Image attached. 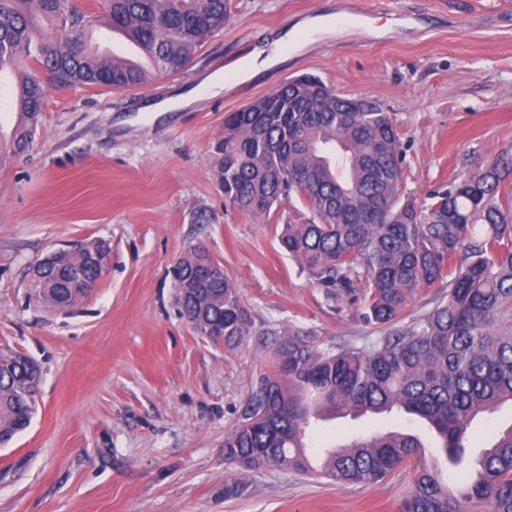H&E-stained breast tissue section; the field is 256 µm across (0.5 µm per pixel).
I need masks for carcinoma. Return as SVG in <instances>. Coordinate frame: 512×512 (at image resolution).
<instances>
[{"mask_svg":"<svg viewBox=\"0 0 512 512\" xmlns=\"http://www.w3.org/2000/svg\"><path fill=\"white\" fill-rule=\"evenodd\" d=\"M229 0H105L102 13L76 0H0V73L18 72L13 107L19 123L11 140L24 153L36 130L44 86L128 90L181 73L197 50L224 29ZM120 31L143 50V62L105 59L94 29ZM341 96L303 75L224 118L212 164L224 201L254 217L298 199L311 214L287 223L279 244L322 284L365 281L362 319L392 325L421 288L446 295L417 324L377 337L369 351L320 347L293 327L279 332L271 370L250 391L234 429L224 436V461L241 470L279 467L338 484H372L416 463L413 490L400 512H512V426L477 457L454 491L439 470L421 460L413 433L387 431L308 452L306 430L327 413L356 418L399 410L425 421L451 465L479 417L512 403V209L500 199L512 175L503 155L476 176L431 194L416 211L402 199V155L390 113L356 97L341 112ZM103 241L79 243L54 255L36 284L50 306H70L100 280ZM208 252L195 247L178 260L181 313L201 336L211 326L227 349L254 329L251 311L229 279L196 273ZM41 371L30 358H0V438L9 443L28 428Z\"/></svg>","mask_w":512,"mask_h":512,"instance_id":"carcinoma-1","label":"carcinoma"}]
</instances>
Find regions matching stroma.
<instances>
[{
    "instance_id": "obj_1",
    "label": "stroma",
    "mask_w": 512,
    "mask_h": 512,
    "mask_svg": "<svg viewBox=\"0 0 512 512\" xmlns=\"http://www.w3.org/2000/svg\"><path fill=\"white\" fill-rule=\"evenodd\" d=\"M358 3L365 21L308 38L316 17ZM290 47L244 79L255 49ZM221 93L138 117L140 106L187 94L215 73ZM311 74L337 93L380 102L403 151V195L480 173L512 152V0H231L222 31L180 74L140 89L45 87L29 149L6 148L17 115L0 107V356L35 360L42 382L30 426L0 446V512H398L413 488L403 466L373 484L338 485L292 470L240 472L224 436L288 326L323 345L370 349L381 331L361 319L365 284L342 299L285 253L299 201L256 218L225 204L212 166L224 117ZM217 220L195 223L200 212ZM110 245L105 274L65 308L42 300L34 263L78 242ZM203 247L236 283L255 332L235 350L181 317L170 269ZM512 425L485 415L463 462L449 466L434 431L392 412L317 422L314 454L376 431L415 433L425 461L457 487L483 447ZM236 479L241 493L228 496Z\"/></svg>"
}]
</instances>
